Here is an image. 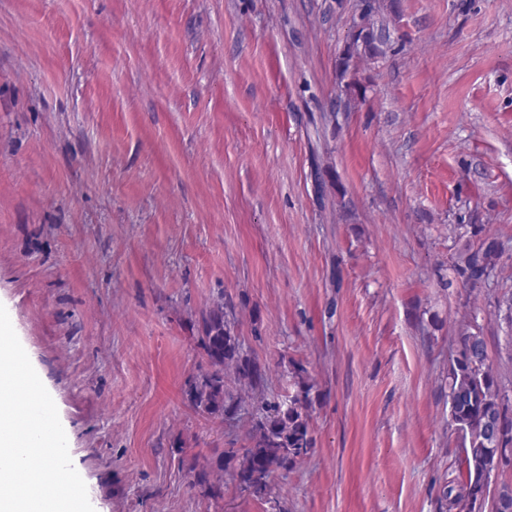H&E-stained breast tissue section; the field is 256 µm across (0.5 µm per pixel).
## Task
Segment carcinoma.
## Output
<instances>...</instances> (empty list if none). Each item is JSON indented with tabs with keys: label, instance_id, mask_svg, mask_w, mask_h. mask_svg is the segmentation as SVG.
Masks as SVG:
<instances>
[{
	"label": "carcinoma",
	"instance_id": "carcinoma-1",
	"mask_svg": "<svg viewBox=\"0 0 512 512\" xmlns=\"http://www.w3.org/2000/svg\"><path fill=\"white\" fill-rule=\"evenodd\" d=\"M498 256L497 243L492 240L484 247L466 252L458 273L476 281L494 266ZM203 333L201 344L208 368L188 385L192 406L212 419H234L246 413L251 425L246 432L248 447L242 454L229 450L195 464L190 469L192 485L200 487L205 495L219 498L224 493V471L228 470L241 492L260 500L269 499L274 474H288L314 447L309 423L313 385L304 378V369L298 367L297 389L288 400L270 399L257 390L266 369L257 359L243 353L222 302L203 317ZM459 342L464 351L449 362L448 397L454 402L456 424L470 429L475 439L472 447L464 449L466 485L460 489L445 485L443 498L452 508L474 512L478 498L484 494L485 482L473 449L494 447L495 442L485 439L483 430L488 420L502 411L509 412L512 398L500 387L487 361L480 358L487 350L481 333L465 329Z\"/></svg>",
	"mask_w": 512,
	"mask_h": 512
}]
</instances>
